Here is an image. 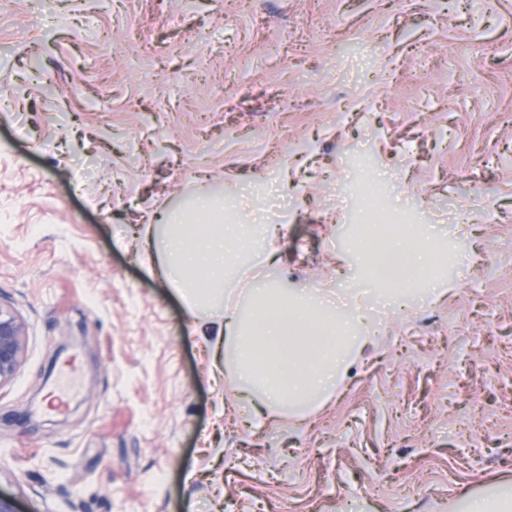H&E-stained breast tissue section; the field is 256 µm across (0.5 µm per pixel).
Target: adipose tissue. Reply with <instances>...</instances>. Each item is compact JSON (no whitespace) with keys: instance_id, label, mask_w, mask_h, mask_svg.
Returning <instances> with one entry per match:
<instances>
[{"instance_id":"adipose-tissue-1","label":"adipose tissue","mask_w":512,"mask_h":512,"mask_svg":"<svg viewBox=\"0 0 512 512\" xmlns=\"http://www.w3.org/2000/svg\"><path fill=\"white\" fill-rule=\"evenodd\" d=\"M162 223L163 232L146 238L145 261L197 311L193 331L213 362L233 350L238 388L259 394L273 409L310 410L327 402L367 344L361 315H339L317 296L269 287L250 289L244 315L227 294L245 261L273 259L281 225L251 223L207 193L197 195L189 212H168ZM425 235L414 225L409 239L386 246L375 273L385 297L402 295L408 280L434 283Z\"/></svg>"}]
</instances>
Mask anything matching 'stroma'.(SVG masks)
Wrapping results in <instances>:
<instances>
[{"instance_id":"35a3bbf8","label":"stroma","mask_w":512,"mask_h":512,"mask_svg":"<svg viewBox=\"0 0 512 512\" xmlns=\"http://www.w3.org/2000/svg\"><path fill=\"white\" fill-rule=\"evenodd\" d=\"M294 28L284 38L285 28ZM454 258L378 299L362 184ZM288 224L289 292L372 345L261 417L140 261L200 192ZM0 491L23 512H462L512 491V0H0ZM26 328L18 314L0 303V387L16 373L24 354Z\"/></svg>"}]
</instances>
